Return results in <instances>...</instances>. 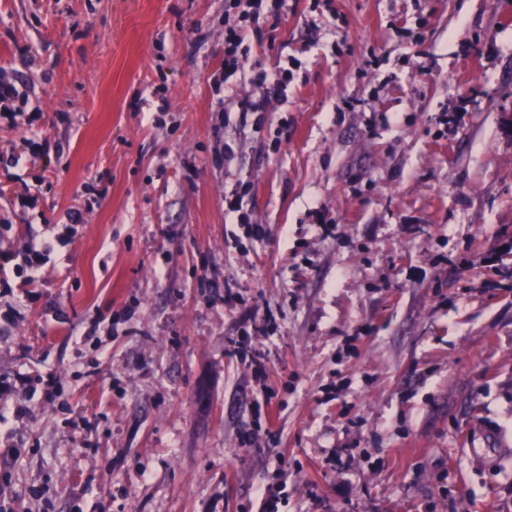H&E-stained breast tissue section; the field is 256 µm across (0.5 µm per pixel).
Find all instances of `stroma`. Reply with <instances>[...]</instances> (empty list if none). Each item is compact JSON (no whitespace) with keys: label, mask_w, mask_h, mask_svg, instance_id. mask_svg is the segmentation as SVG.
<instances>
[{"label":"stroma","mask_w":512,"mask_h":512,"mask_svg":"<svg viewBox=\"0 0 512 512\" xmlns=\"http://www.w3.org/2000/svg\"><path fill=\"white\" fill-rule=\"evenodd\" d=\"M246 43L219 88L224 0H0V247L52 245L0 375L59 384L7 512H512V0H286ZM255 80L266 85L267 90L283 93L288 87V68L278 66L271 72L265 70L258 71L255 75Z\"/></svg>","instance_id":"stroma-1"}]
</instances>
